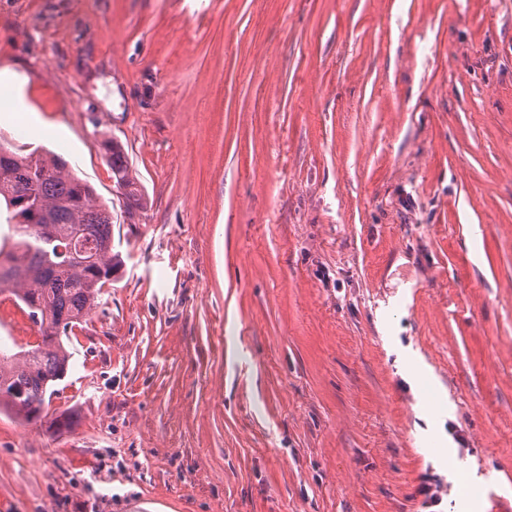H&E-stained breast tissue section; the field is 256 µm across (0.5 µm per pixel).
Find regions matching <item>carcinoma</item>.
<instances>
[{"instance_id":"1","label":"carcinoma","mask_w":512,"mask_h":512,"mask_svg":"<svg viewBox=\"0 0 512 512\" xmlns=\"http://www.w3.org/2000/svg\"><path fill=\"white\" fill-rule=\"evenodd\" d=\"M128 211L143 206L126 153L115 140L100 142ZM34 182H29L31 168ZM31 186L40 220L28 223L15 194ZM95 190L69 171L61 157L44 152L19 155L0 144V295L19 301L39 327L41 341L30 349L0 346V412L25 424L37 421L46 395L68 370L71 353L62 337L97 305L112 282V215L94 202Z\"/></svg>"}]
</instances>
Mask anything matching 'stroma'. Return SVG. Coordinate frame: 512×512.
Masks as SVG:
<instances>
[{
  "mask_svg": "<svg viewBox=\"0 0 512 512\" xmlns=\"http://www.w3.org/2000/svg\"><path fill=\"white\" fill-rule=\"evenodd\" d=\"M0 68L120 260L41 422L0 413L5 512L512 500V0H0ZM100 146L107 157L113 182L123 191V195L129 201L128 212L131 213L133 210L142 208L144 196L131 175L127 156L122 146L114 139H103ZM444 484L441 478L431 475L424 479L420 487V495L423 496V508L438 506L442 501Z\"/></svg>",
  "mask_w": 512,
  "mask_h": 512,
  "instance_id": "1",
  "label": "stroma"
}]
</instances>
